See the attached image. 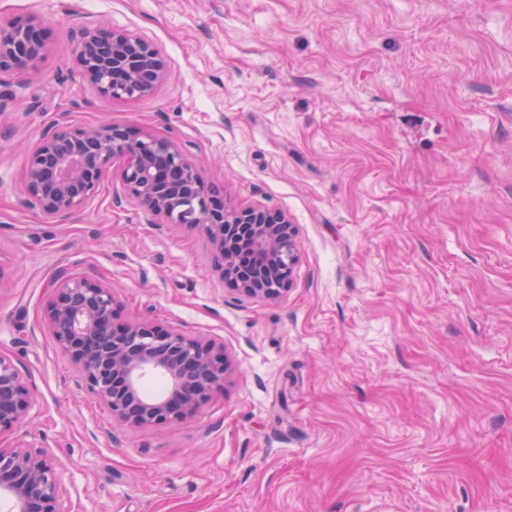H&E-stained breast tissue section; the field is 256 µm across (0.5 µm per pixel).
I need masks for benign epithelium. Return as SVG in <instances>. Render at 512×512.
<instances>
[{"label": "benign epithelium", "mask_w": 512, "mask_h": 512, "mask_svg": "<svg viewBox=\"0 0 512 512\" xmlns=\"http://www.w3.org/2000/svg\"><path fill=\"white\" fill-rule=\"evenodd\" d=\"M45 46L46 30L38 18L0 19V72L37 67ZM76 59L107 101L148 96L168 77L158 49L129 30H81ZM115 159L122 161L126 199L169 224L201 232L215 267L237 282L241 296L275 300L288 292L299 261L288 216L263 206L224 207L199 168L166 136L138 135L112 122L73 128L61 119L29 155L27 194L43 212L67 216L98 192ZM274 264L283 276L270 280L264 270ZM45 314L56 344L80 370L88 390L124 426L182 419L222 389L232 372L222 343L153 321L122 319L121 302L99 280L57 274ZM152 376L166 380L165 395L143 393ZM32 406L22 373L0 356V434L25 419ZM58 469L45 448L0 445V498L10 512H68Z\"/></svg>", "instance_id": "obj_1"}]
</instances>
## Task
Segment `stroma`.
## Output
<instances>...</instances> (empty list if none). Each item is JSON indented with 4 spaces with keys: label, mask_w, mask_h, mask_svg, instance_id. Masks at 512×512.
<instances>
[{
    "label": "stroma",
    "mask_w": 512,
    "mask_h": 512,
    "mask_svg": "<svg viewBox=\"0 0 512 512\" xmlns=\"http://www.w3.org/2000/svg\"><path fill=\"white\" fill-rule=\"evenodd\" d=\"M43 20L0 73V355L59 460L68 512H512V0H0ZM128 29L169 76L100 98L73 34ZM170 136L226 205L297 227L293 285L241 297L205 237L126 201L119 162L78 211L33 207L59 117ZM127 319L222 342L233 372L185 418L127 428L44 311L58 271Z\"/></svg>",
    "instance_id": "obj_1"
}]
</instances>
